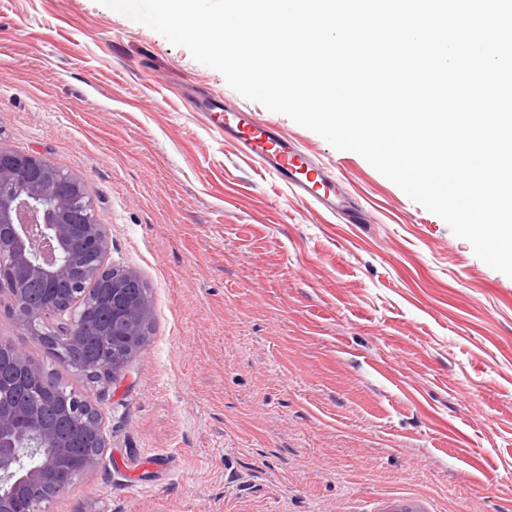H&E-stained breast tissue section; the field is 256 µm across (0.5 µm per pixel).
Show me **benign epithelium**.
<instances>
[{"mask_svg":"<svg viewBox=\"0 0 512 512\" xmlns=\"http://www.w3.org/2000/svg\"><path fill=\"white\" fill-rule=\"evenodd\" d=\"M52 167L37 153L0 148V183L17 181L33 188L28 198L0 195V265L17 267L18 273L8 284L11 293L21 296L28 277L41 279L47 288L64 283L78 291L89 284L112 292V335L124 337L128 349L125 356L118 357L106 347L89 366L91 372L111 379L124 367L142 335V325L150 315L149 299L132 295L130 289L112 279V267L96 262V253L107 250L106 225L90 219L80 210L81 203H73L60 193V173ZM75 238L89 248L90 258L83 264L74 262L66 251L67 240ZM47 314L65 324L49 339L50 346L59 352L79 332L70 306L57 302L47 312L26 303L18 309L17 320L32 335L42 337L40 323ZM87 417L95 446L106 447L100 411L90 405ZM65 448L66 441L26 405L0 406V512H39L43 502L68 490L73 475L56 469V458ZM52 476L55 482L44 498L30 496L32 487L46 484Z\"/></svg>","mask_w":512,"mask_h":512,"instance_id":"benign-epithelium-1","label":"benign epithelium"}]
</instances>
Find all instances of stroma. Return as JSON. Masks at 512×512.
I'll return each instance as SVG.
<instances>
[{"instance_id": "1", "label": "stroma", "mask_w": 512, "mask_h": 512, "mask_svg": "<svg viewBox=\"0 0 512 512\" xmlns=\"http://www.w3.org/2000/svg\"><path fill=\"white\" fill-rule=\"evenodd\" d=\"M258 112L344 176L366 224L241 157L195 108ZM0 147L80 178L106 264L151 292L114 381L0 339L103 417L42 512H512V278L362 156L97 0H0Z\"/></svg>"}]
</instances>
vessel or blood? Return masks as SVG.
I'll return each mask as SVG.
<instances>
[{"instance_id":"b4317fda","label":"vessel or blood","mask_w":512,"mask_h":512,"mask_svg":"<svg viewBox=\"0 0 512 512\" xmlns=\"http://www.w3.org/2000/svg\"><path fill=\"white\" fill-rule=\"evenodd\" d=\"M202 107L209 122L223 130L225 139L234 143L241 156L274 175L319 212L341 215L348 224L366 223V212L346 181L285 138L274 123L250 110L219 104L213 97Z\"/></svg>"}]
</instances>
